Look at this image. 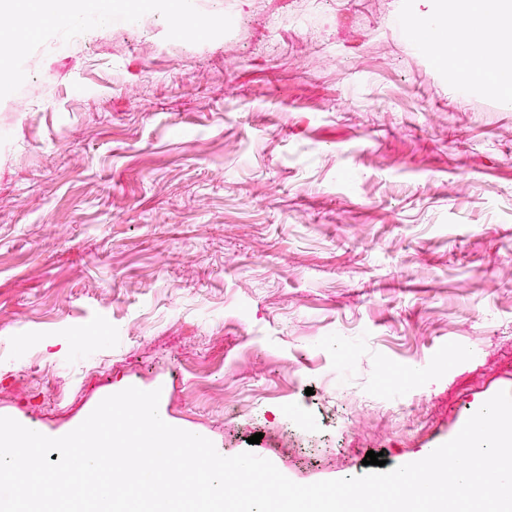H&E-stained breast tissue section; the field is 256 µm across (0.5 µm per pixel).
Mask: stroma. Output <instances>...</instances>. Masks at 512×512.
Here are the masks:
<instances>
[{
	"mask_svg": "<svg viewBox=\"0 0 512 512\" xmlns=\"http://www.w3.org/2000/svg\"><path fill=\"white\" fill-rule=\"evenodd\" d=\"M36 5L0 6V416L56 438L157 389L310 484L512 391V104L414 38L442 0H86L32 34Z\"/></svg>",
	"mask_w": 512,
	"mask_h": 512,
	"instance_id": "obj_1",
	"label": "stroma"
}]
</instances>
